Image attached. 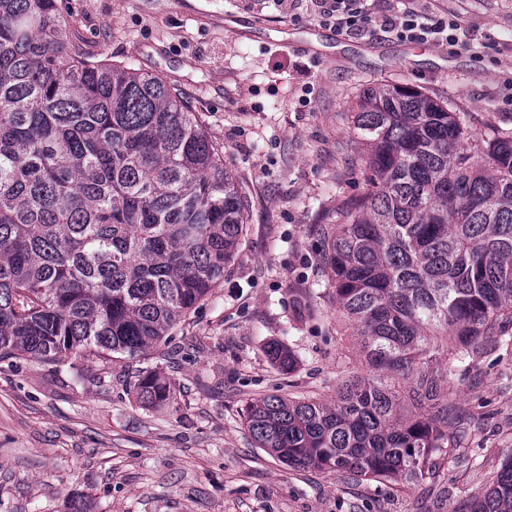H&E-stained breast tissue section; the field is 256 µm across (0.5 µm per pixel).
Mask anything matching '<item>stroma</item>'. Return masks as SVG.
Wrapping results in <instances>:
<instances>
[{
  "instance_id": "stroma-1",
  "label": "stroma",
  "mask_w": 512,
  "mask_h": 512,
  "mask_svg": "<svg viewBox=\"0 0 512 512\" xmlns=\"http://www.w3.org/2000/svg\"><path fill=\"white\" fill-rule=\"evenodd\" d=\"M97 58L161 76L196 112L239 184L246 224L211 296L139 358L0 359V512H468L512 454V352L484 348L448 398L471 423L433 482L351 483L257 447L242 412L269 395L331 401L370 367L321 262L322 218L368 186L351 113L377 81L408 84L483 140L512 131V0H418L473 47L336 32L313 0H58ZM296 49L286 51L283 40ZM294 354L286 371L265 353ZM171 381L165 406L134 385ZM139 404L144 408L159 406L170 399L172 384L154 371H145L139 375L135 384Z\"/></svg>"
}]
</instances>
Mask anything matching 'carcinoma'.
<instances>
[{
	"label": "carcinoma",
	"mask_w": 512,
	"mask_h": 512,
	"mask_svg": "<svg viewBox=\"0 0 512 512\" xmlns=\"http://www.w3.org/2000/svg\"><path fill=\"white\" fill-rule=\"evenodd\" d=\"M68 26L57 0H0V356L138 357L224 279L244 210L189 106ZM352 130L369 189L327 217L322 259L376 375L330 403L267 395L244 421L291 468L412 486L462 422L448 374L512 345V133L472 141L444 102L391 83L359 96ZM135 390L144 408L173 393L154 371ZM469 512H512V463Z\"/></svg>",
	"instance_id": "carcinoma-1"
}]
</instances>
